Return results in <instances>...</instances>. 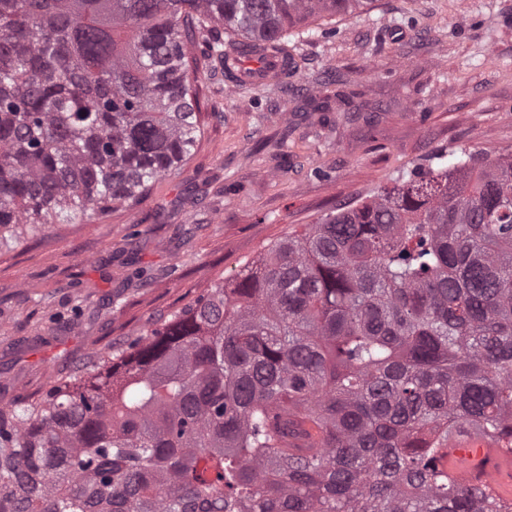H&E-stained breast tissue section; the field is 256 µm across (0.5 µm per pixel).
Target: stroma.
Segmentation results:
<instances>
[{"label": "stroma", "mask_w": 512, "mask_h": 512, "mask_svg": "<svg viewBox=\"0 0 512 512\" xmlns=\"http://www.w3.org/2000/svg\"><path fill=\"white\" fill-rule=\"evenodd\" d=\"M288 42L299 69L285 84L200 82L191 158L133 209L0 248V402L40 396L268 245L437 154L512 152V0H373ZM322 91L351 102L303 111Z\"/></svg>", "instance_id": "35a3bbf8"}]
</instances>
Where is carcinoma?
<instances>
[{
	"label": "carcinoma",
	"mask_w": 512,
	"mask_h": 512,
	"mask_svg": "<svg viewBox=\"0 0 512 512\" xmlns=\"http://www.w3.org/2000/svg\"><path fill=\"white\" fill-rule=\"evenodd\" d=\"M368 0H0V247L129 209L192 154L201 80ZM512 153L417 166L120 351L0 406V512H512ZM302 440L307 456L288 453ZM500 442L462 435L448 448L445 468L455 480L487 486L491 492L512 491V454Z\"/></svg>",
	"instance_id": "carcinoma-1"
}]
</instances>
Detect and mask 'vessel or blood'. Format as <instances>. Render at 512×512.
<instances>
[{
	"label": "vessel or blood",
	"instance_id": "1",
	"mask_svg": "<svg viewBox=\"0 0 512 512\" xmlns=\"http://www.w3.org/2000/svg\"><path fill=\"white\" fill-rule=\"evenodd\" d=\"M276 68L255 60L245 62L236 73L238 82L268 81ZM448 473L455 480L487 486L502 493L512 489V452L489 438L461 436L448 450Z\"/></svg>",
	"mask_w": 512,
	"mask_h": 512
}]
</instances>
